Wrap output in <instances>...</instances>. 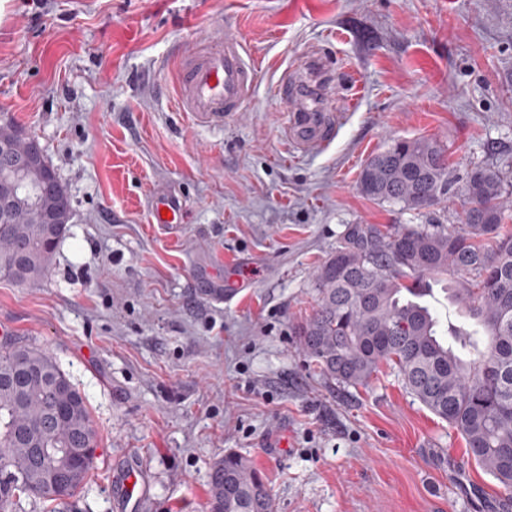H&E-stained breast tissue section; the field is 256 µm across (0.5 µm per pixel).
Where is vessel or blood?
Returning a JSON list of instances; mask_svg holds the SVG:
<instances>
[{
    "label": "vessel or blood",
    "instance_id": "1",
    "mask_svg": "<svg viewBox=\"0 0 512 512\" xmlns=\"http://www.w3.org/2000/svg\"><path fill=\"white\" fill-rule=\"evenodd\" d=\"M255 72V65L241 42L235 36H225L224 40L186 58L177 106L198 126L223 127L225 120L247 107ZM338 126L339 115L335 112H291L284 131L290 148L306 153L328 146ZM150 208L155 221L170 224L183 221V204L173 195H154ZM114 491L121 496L127 512H140L143 490L136 471H124L115 478Z\"/></svg>",
    "mask_w": 512,
    "mask_h": 512
}]
</instances>
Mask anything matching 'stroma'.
Instances as JSON below:
<instances>
[{"label": "stroma", "mask_w": 512, "mask_h": 512, "mask_svg": "<svg viewBox=\"0 0 512 512\" xmlns=\"http://www.w3.org/2000/svg\"><path fill=\"white\" fill-rule=\"evenodd\" d=\"M237 35L256 65L245 110L189 122L182 59ZM334 75L344 117L293 152L279 84L303 57ZM361 84L348 107L352 84ZM36 135L73 218L40 281L0 280V324L51 354L85 394L94 468L64 505L121 512L135 467L143 512H206L232 450L266 476L274 512H512V489L385 368L342 388L309 366L298 326L348 224H418L363 196L364 163L395 140L437 139L455 173L512 179V0H0V120ZM177 195L186 221H150ZM253 285L224 297V265ZM114 492L119 494L130 512H137L142 508L143 490L138 473L135 470L124 471L114 480Z\"/></svg>", "instance_id": "stroma-1"}]
</instances>
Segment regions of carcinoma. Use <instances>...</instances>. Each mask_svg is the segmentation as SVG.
Masks as SVG:
<instances>
[{
	"label": "carcinoma",
	"mask_w": 512,
	"mask_h": 512,
	"mask_svg": "<svg viewBox=\"0 0 512 512\" xmlns=\"http://www.w3.org/2000/svg\"><path fill=\"white\" fill-rule=\"evenodd\" d=\"M14 151L24 133L0 125ZM446 150L427 137L399 139L362 168L369 198L419 214L454 192ZM507 177L499 167L470 164L463 179L462 224H354L318 267L317 309L298 326L302 349L320 375L344 387L367 384L386 365L422 405L463 437L476 464L512 488V233ZM61 229L40 223V206L18 196L0 223V278H44ZM453 271L440 314L431 278ZM96 447L87 399L46 351L0 347V512L21 500L65 501L86 482ZM67 476L55 488L49 472ZM207 512H273L264 477L242 454L226 452L209 475Z\"/></svg>",
	"instance_id": "obj_1"
}]
</instances>
